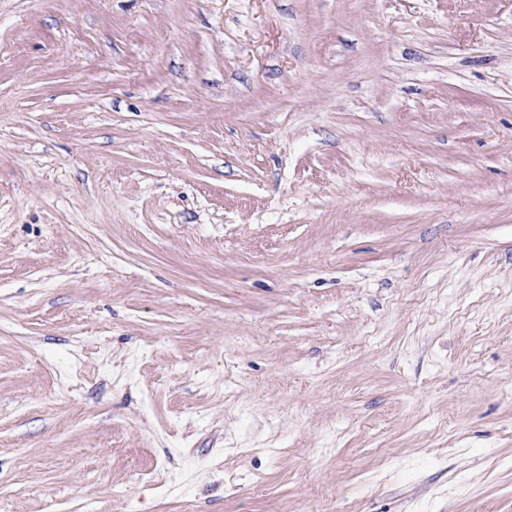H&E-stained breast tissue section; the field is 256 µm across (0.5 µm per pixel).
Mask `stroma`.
<instances>
[{"label":"stroma","instance_id":"35a3bbf8","mask_svg":"<svg viewBox=\"0 0 512 512\" xmlns=\"http://www.w3.org/2000/svg\"><path fill=\"white\" fill-rule=\"evenodd\" d=\"M0 512H512V0H0Z\"/></svg>","mask_w":512,"mask_h":512}]
</instances>
